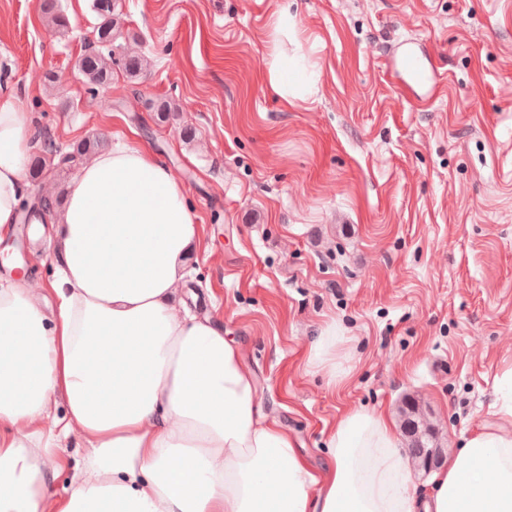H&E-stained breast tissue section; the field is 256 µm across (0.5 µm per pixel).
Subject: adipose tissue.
<instances>
[{
    "label": "adipose tissue",
    "instance_id": "obj_1",
    "mask_svg": "<svg viewBox=\"0 0 512 512\" xmlns=\"http://www.w3.org/2000/svg\"><path fill=\"white\" fill-rule=\"evenodd\" d=\"M270 28L268 80L294 106L319 76L289 7ZM33 137L22 99L1 95L0 242L21 211ZM50 222L54 314L24 277L0 280V512H512V363L494 376L489 420L463 436L427 494L410 491L381 409L346 413L317 475L263 414L239 347L181 309L200 226L162 161L125 141L88 157ZM346 343L330 325L311 349L340 386ZM74 433L82 460L60 497L48 475Z\"/></svg>",
    "mask_w": 512,
    "mask_h": 512
}]
</instances>
